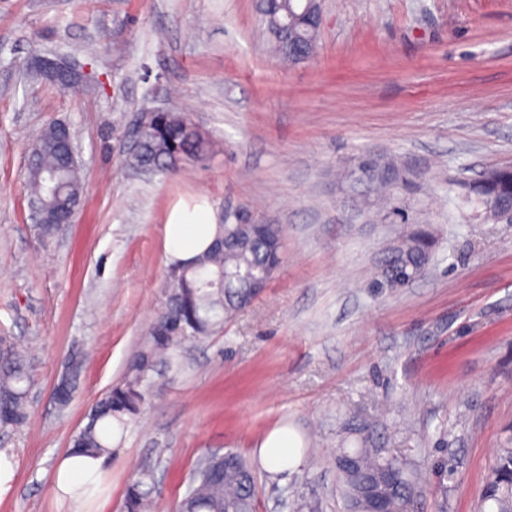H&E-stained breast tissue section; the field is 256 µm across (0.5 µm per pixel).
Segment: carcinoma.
<instances>
[{"mask_svg": "<svg viewBox=\"0 0 512 512\" xmlns=\"http://www.w3.org/2000/svg\"><path fill=\"white\" fill-rule=\"evenodd\" d=\"M275 54L294 62L300 55L311 57L316 49L318 29L303 13L296 0H261L258 4ZM183 112L145 113L138 139L139 151L133 163L141 168L156 164L176 169L187 160L201 157L202 141ZM59 132L46 127L32 145L28 167L30 199L45 201L42 236L59 228L58 221L75 214L74 205L83 190L80 169L65 161L57 148ZM358 170L370 181L390 191L391 214L406 222L408 212L399 205V191L414 183L397 165L379 157H365ZM466 195L478 202L512 199V165L488 170L478 181L465 185ZM218 233L229 235L226 247L213 243L191 262L173 265L177 275L169 284L166 310L155 319L148 340L136 356L124 380L107 391L89 410L86 424L70 440V452L79 456H109L113 426L125 427L140 411L143 386L160 359L184 343L221 329L224 320L241 309L250 285L271 280L283 262L285 228L265 224L262 233L243 224L218 225ZM433 241L426 235H409L395 248L391 268L417 276L428 264ZM80 377V364L69 363L68 388L62 406H67ZM28 417L27 362L17 346L0 338V432L22 426ZM232 462L207 471L196 466L176 512H256L255 476L246 458L229 450ZM355 458L354 468L339 471L346 512H368L371 502L381 499L393 512H414L413 486L404 467L393 457L372 448L347 452ZM155 479L144 467L126 488L121 512H153ZM482 501L493 502L497 512H512V447L501 449L495 468L482 492Z\"/></svg>", "mask_w": 512, "mask_h": 512, "instance_id": "1", "label": "carcinoma"}]
</instances>
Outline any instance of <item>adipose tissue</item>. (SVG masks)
I'll return each mask as SVG.
<instances>
[{"mask_svg": "<svg viewBox=\"0 0 512 512\" xmlns=\"http://www.w3.org/2000/svg\"><path fill=\"white\" fill-rule=\"evenodd\" d=\"M218 218L206 203L190 206L177 204L165 224V251L169 262L187 261L207 248L215 238ZM260 460L268 471L281 472L300 466L301 440L290 428L270 430L258 443ZM103 459L70 455L58 466L55 490L67 501L79 485H91L102 476Z\"/></svg>", "mask_w": 512, "mask_h": 512, "instance_id": "1", "label": "adipose tissue"}]
</instances>
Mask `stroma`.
<instances>
[{"label": "stroma", "mask_w": 512, "mask_h": 512, "mask_svg": "<svg viewBox=\"0 0 512 512\" xmlns=\"http://www.w3.org/2000/svg\"><path fill=\"white\" fill-rule=\"evenodd\" d=\"M258 0H0V336L28 344L29 416L0 434L12 490L0 512H120L141 466L172 512L197 461L235 450L256 512H344L336 458L371 436L420 480L418 512H480L512 440V222L488 221L461 184L512 162V0H323L310 59L271 54ZM83 70L72 92L29 65ZM187 112L200 161L129 162L142 112ZM73 135L84 189L52 237L32 224L28 153L51 121ZM365 155L419 175L410 221L340 180ZM219 222L281 224L275 278L221 331L157 365L139 415L115 435L102 491L53 493L91 405L123 381L166 303L164 229L179 200ZM436 244L408 285L387 283L413 230ZM82 372L59 409L69 353ZM295 429L302 463L266 471L257 442Z\"/></svg>", "instance_id": "obj_1"}]
</instances>
